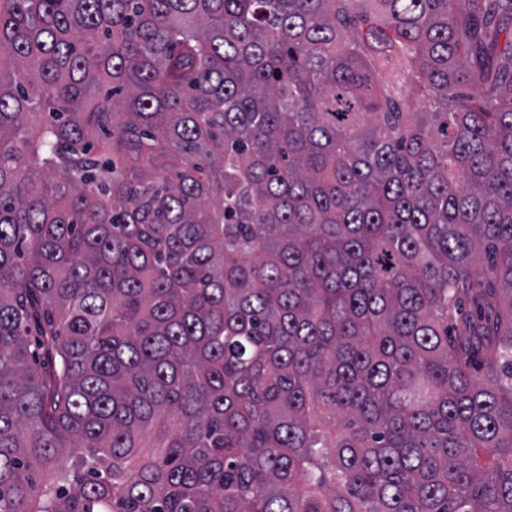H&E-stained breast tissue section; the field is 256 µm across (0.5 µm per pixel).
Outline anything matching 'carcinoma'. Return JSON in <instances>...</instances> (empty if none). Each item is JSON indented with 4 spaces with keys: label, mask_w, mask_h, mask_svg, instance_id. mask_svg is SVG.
Segmentation results:
<instances>
[{
    "label": "carcinoma",
    "mask_w": 512,
    "mask_h": 512,
    "mask_svg": "<svg viewBox=\"0 0 512 512\" xmlns=\"http://www.w3.org/2000/svg\"><path fill=\"white\" fill-rule=\"evenodd\" d=\"M0 512H512V0H0Z\"/></svg>",
    "instance_id": "obj_1"
}]
</instances>
